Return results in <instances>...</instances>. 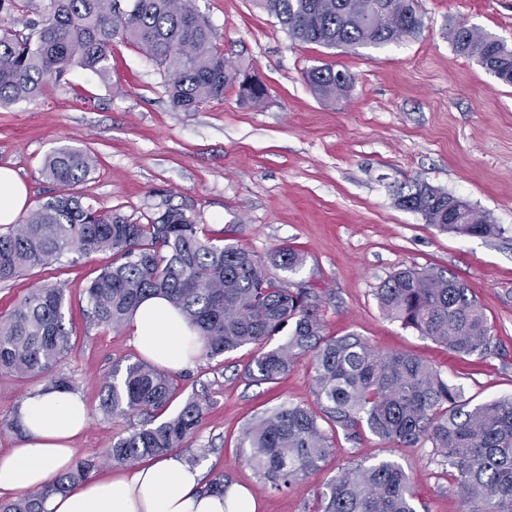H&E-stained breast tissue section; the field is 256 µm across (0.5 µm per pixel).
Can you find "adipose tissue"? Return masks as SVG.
<instances>
[{
	"label": "adipose tissue",
	"mask_w": 512,
	"mask_h": 512,
	"mask_svg": "<svg viewBox=\"0 0 512 512\" xmlns=\"http://www.w3.org/2000/svg\"><path fill=\"white\" fill-rule=\"evenodd\" d=\"M28 205L16 173L0 167V225L16 223ZM141 354L157 366L183 370L201 354V344L181 314L163 297L150 296L130 322ZM16 446L0 456V496L53 486L75 457L74 439L88 425V409L74 390L40 389L19 406ZM202 465L170 452L146 466L94 475L51 496L46 512H257L254 495L229 484L205 490Z\"/></svg>",
	"instance_id": "adipose-tissue-1"
}]
</instances>
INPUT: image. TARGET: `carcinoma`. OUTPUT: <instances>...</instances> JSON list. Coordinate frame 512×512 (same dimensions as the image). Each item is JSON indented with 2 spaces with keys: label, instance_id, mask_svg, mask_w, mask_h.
<instances>
[{
  "label": "carcinoma",
  "instance_id": "cac0c4a2",
  "mask_svg": "<svg viewBox=\"0 0 512 512\" xmlns=\"http://www.w3.org/2000/svg\"><path fill=\"white\" fill-rule=\"evenodd\" d=\"M15 0H0V106L34 100L48 79L74 67L104 78L112 43L142 48L160 68L173 107L195 112L237 82L216 35L195 0H51L49 12L20 36L12 29ZM288 36L327 48L380 46L420 32L415 0H258ZM454 51L512 84V47L464 24L448 27ZM313 91L336 100L347 96L352 78L332 67L306 73ZM262 81L239 92L258 104ZM94 159L85 149L61 147L46 158V175L60 187L19 223L0 227V282L54 264L112 253V264L87 288L88 317L120 328L142 299L163 296L196 332L209 358L245 345L257 348L249 375L273 382L295 360L308 356L321 414L302 405L280 406L244 431L249 460L272 493H281L316 472L335 453L322 423L356 442L364 432L411 447L431 443L451 469L469 512H512V397L473 404L428 362L407 353L379 355L355 334L327 336L320 295L269 276L268 267L299 270L304 254L290 247L266 257L213 238L187 213L170 207L141 224L102 210L69 193L87 177ZM399 207L458 236L493 238L505 229L469 202L414 181L399 188ZM382 312L406 328L463 355L487 349L492 326L476 297L451 273L404 268L378 288ZM65 291L44 285L0 316V373L36 378L53 389L72 388L57 370L72 350L65 324ZM280 343L270 347L275 339ZM178 397L174 375L145 361L116 365L103 383L99 402L108 416H143L140 427L112 441L110 464H135L185 447L196 432L207 401L190 399L168 413ZM100 459L78 461L56 485L12 500L0 512H45V500L89 478ZM314 512H417L414 480L400 465L380 461L341 469L318 495Z\"/></svg>",
  "mask_w": 512,
  "mask_h": 512
}]
</instances>
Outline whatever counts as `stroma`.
<instances>
[{"label":"stroma","instance_id":"1","mask_svg":"<svg viewBox=\"0 0 512 512\" xmlns=\"http://www.w3.org/2000/svg\"><path fill=\"white\" fill-rule=\"evenodd\" d=\"M217 33L228 65L265 84L264 103L242 104L237 87L199 111L172 108L164 77L136 45L114 41L107 77L75 67L50 80L33 101L0 108V167L25 183L29 209L57 193L45 175L47 155L73 145L92 151L96 167L72 191L105 210L145 220L183 209L212 236L266 255L288 245L306 256L276 279L306 283L321 295L326 335L361 336L375 351H406L434 365L464 400L512 394V85L457 55L449 25L462 22L512 47V0H418L423 27L379 47L328 49L293 42L256 0H196ZM349 73L348 96L320 98L308 70ZM419 180L488 213L500 238L460 237L397 206L396 187ZM112 255L97 252L0 282V315L34 288L65 290L73 350L59 365L85 399L90 424L75 442L77 458L104 454L110 440L139 424L107 417L98 393L116 363L140 360L129 328L89 325L86 289ZM435 267L462 280L492 326L488 350L461 356L381 311L376 292L394 271ZM257 350L199 357L176 372L182 398L209 405L183 453L224 473L260 502V512H312L317 496L351 463H398L416 483L424 512H466L430 443L405 447L365 434L340 438L336 453L307 479L269 493L247 461L242 433L281 404H317L308 359L273 383L244 375Z\"/></svg>","mask_w":512,"mask_h":512}]
</instances>
